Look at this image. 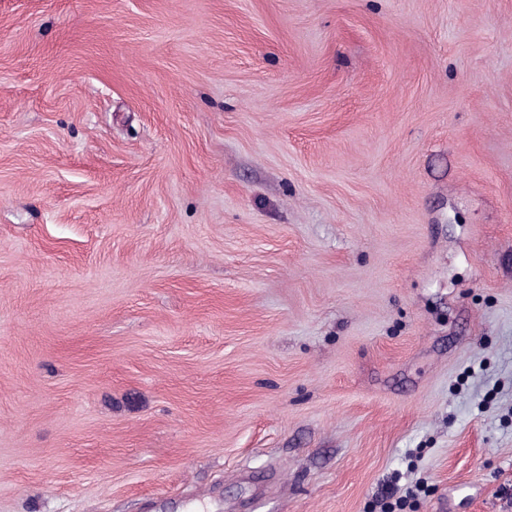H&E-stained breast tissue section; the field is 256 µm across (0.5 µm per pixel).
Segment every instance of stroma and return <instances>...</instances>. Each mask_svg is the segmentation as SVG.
<instances>
[{
	"instance_id": "35a3bbf8",
	"label": "stroma",
	"mask_w": 512,
	"mask_h": 512,
	"mask_svg": "<svg viewBox=\"0 0 512 512\" xmlns=\"http://www.w3.org/2000/svg\"><path fill=\"white\" fill-rule=\"evenodd\" d=\"M512 512V0H0V512Z\"/></svg>"
}]
</instances>
